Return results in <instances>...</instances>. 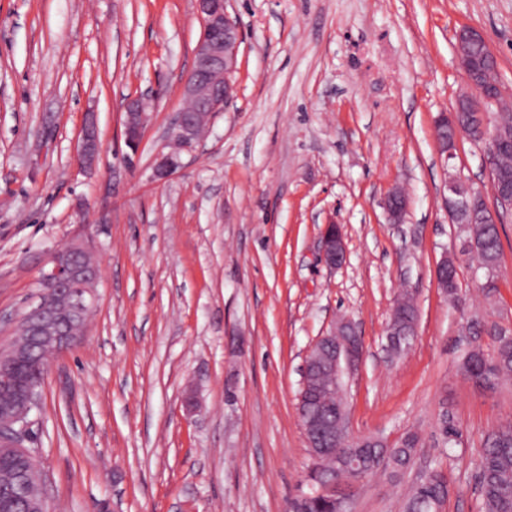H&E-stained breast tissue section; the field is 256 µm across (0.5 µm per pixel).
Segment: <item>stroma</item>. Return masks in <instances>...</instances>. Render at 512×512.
Here are the masks:
<instances>
[{
	"instance_id": "stroma-1",
	"label": "stroma",
	"mask_w": 512,
	"mask_h": 512,
	"mask_svg": "<svg viewBox=\"0 0 512 512\" xmlns=\"http://www.w3.org/2000/svg\"><path fill=\"white\" fill-rule=\"evenodd\" d=\"M242 33L236 90L206 137L159 181L201 24L193 0H0V346L37 301L56 248L85 242L101 267L86 331L55 358L32 430L50 512H287L312 490L297 404L307 350L352 319L363 364L344 377L353 436L420 437L400 478L353 485L349 512H402L442 464L444 512H482L477 464L512 421V379L464 375L459 338L478 315L512 324V216L499 226L498 291L456 260L460 302L434 270L451 250L449 171L489 190L480 149L442 154L435 119L464 80L462 27L482 31L512 95V0H230ZM143 99L138 149L124 106ZM95 166H79L87 118ZM409 206L390 223L382 200ZM339 225L347 259H322ZM409 289L416 334L385 350ZM460 430L454 450L442 412ZM407 204L406 196L400 189L392 190L386 195L383 207L391 223H401L407 209Z\"/></svg>"
}]
</instances>
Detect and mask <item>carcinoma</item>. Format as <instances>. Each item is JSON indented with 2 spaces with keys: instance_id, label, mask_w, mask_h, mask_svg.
Returning <instances> with one entry per match:
<instances>
[{
  "instance_id": "cac0c4a2",
  "label": "carcinoma",
  "mask_w": 512,
  "mask_h": 512,
  "mask_svg": "<svg viewBox=\"0 0 512 512\" xmlns=\"http://www.w3.org/2000/svg\"><path fill=\"white\" fill-rule=\"evenodd\" d=\"M490 119L502 125L507 140L504 149L492 162V170L499 180H512V112H493ZM483 121L477 112H461L457 123L463 131L477 137ZM466 235L474 243L480 268L494 272L492 280L484 283L483 291L489 296L497 290L495 278L501 261V241L498 226L489 212L483 208L475 210L472 223L466 225ZM418 321V308L413 296L405 292L397 301L388 331L396 333V341L390 347V354L398 356L410 345ZM469 335L467 348L462 355V371L478 385L495 387L499 380L512 376V329H505L496 323L474 317L466 327ZM488 336L492 351L483 349L480 339ZM331 381L311 373L310 389L301 391L299 417L301 423L310 419H325L329 422L344 412L340 393L328 392ZM439 430L446 444L455 442L459 429L448 413H443ZM419 438L408 433L401 441L389 445L379 438H365L357 441L338 436L323 444L321 471L318 477L329 480L358 479L380 472L392 477L400 476L410 464L416 452ZM482 480L479 482L483 512H512V421L504 423L487 434L483 452L478 463ZM448 498V477L439 464L434 465L417 483L404 501V512H443ZM304 512H336L330 496L311 495L304 502Z\"/></svg>"
}]
</instances>
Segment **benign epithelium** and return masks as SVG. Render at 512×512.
<instances>
[{"label":"benign epithelium","instance_id":"benign-epithelium-1","mask_svg":"<svg viewBox=\"0 0 512 512\" xmlns=\"http://www.w3.org/2000/svg\"><path fill=\"white\" fill-rule=\"evenodd\" d=\"M194 10L202 24V34L195 47L194 62L183 92L187 100L176 113L169 127V138L181 149L190 150L203 135L209 120L233 98V74L237 70V56L242 35L229 17L227 0H193ZM481 47L487 64L475 57L473 49ZM455 55L459 68L466 77V88L456 97L455 107L440 115L434 124L435 139L448 158L455 157L456 144L463 131L458 129L459 112H499L507 104L505 92L498 78L497 58L490 51L484 34L471 27H463L456 34ZM145 103L131 99L125 106L124 133L127 145L137 149L147 122ZM455 129L448 139V128ZM483 153L485 165L496 156L500 146L498 125L484 120L475 142ZM99 143L94 124L86 126L80 147V160L92 164L98 154ZM179 167L178 156L167 155L155 169V177H170ZM468 182L457 174L448 175V219L451 224L468 223L472 202H486L484 195L459 197V186ZM496 201L493 218L512 212V189L491 185ZM383 207L393 224L401 223L407 209L405 194L390 191ZM323 258L333 267L346 260L343 239L336 225L329 224L322 236ZM470 249L467 240L459 239V247L452 248L450 256L443 257L435 268L439 287H448L442 272L448 269V259ZM88 247L73 242L55 249L39 278V301L23 316L21 326L29 335L15 339L7 348H0V456L14 459L11 479L15 488L41 485L34 450L26 443L32 440V412L40 405L41 389L50 364L80 338L76 327L85 321L95 305L92 292L100 275V268L87 259ZM322 338L331 342L330 350L322 355L314 353L318 343L308 350L304 365H313L320 375L336 377V373H355L363 361L362 346L339 337L336 326H331ZM308 447L333 435L324 423H308L304 427ZM22 512H48L44 495H28L21 502Z\"/></svg>","mask_w":512,"mask_h":512}]
</instances>
